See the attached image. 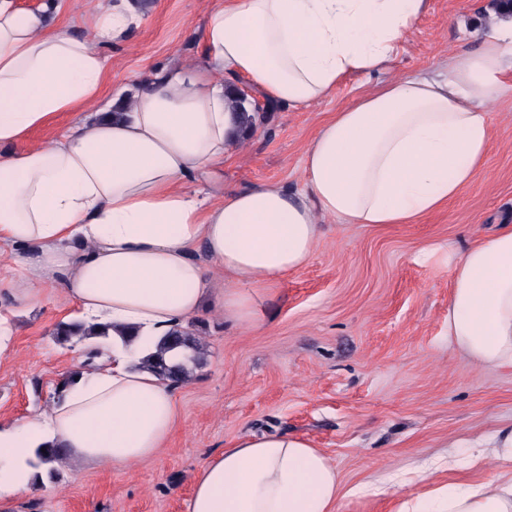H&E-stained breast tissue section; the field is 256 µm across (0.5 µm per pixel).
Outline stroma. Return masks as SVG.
Returning <instances> with one entry per match:
<instances>
[{"instance_id": "35a3bbf8", "label": "stroma", "mask_w": 512, "mask_h": 512, "mask_svg": "<svg viewBox=\"0 0 512 512\" xmlns=\"http://www.w3.org/2000/svg\"><path fill=\"white\" fill-rule=\"evenodd\" d=\"M145 26L106 48L112 61L104 99L165 66L199 61L212 0H142ZM491 0H428L397 55L380 74L357 75L330 98L296 110L273 104L254 133L224 160L231 193L256 184L303 183L306 148L321 125L382 81L441 71L468 49L496 13ZM494 140L484 170L443 210L419 224H339L325 219L308 264L262 296L253 325L213 309L195 320L204 355L175 385L177 423L150 461L122 469L56 464L38 488L0 503V512H185L195 473L247 433L304 437L335 466L338 512H395L399 495L448 482L491 481L479 470L426 473L445 446L467 447L512 428V368H482L449 346L445 254L416 261L427 243L463 248L512 225V96L490 109ZM59 289L22 308L0 299V420L49 408L78 348L53 329L73 319ZM397 475L398 495L354 494Z\"/></svg>"}]
</instances>
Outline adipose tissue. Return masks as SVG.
Masks as SVG:
<instances>
[{
	"label": "adipose tissue",
	"instance_id": "obj_1",
	"mask_svg": "<svg viewBox=\"0 0 512 512\" xmlns=\"http://www.w3.org/2000/svg\"><path fill=\"white\" fill-rule=\"evenodd\" d=\"M63 0L22 8L0 0V289L15 304L60 288L110 336L94 371L75 376L41 413L0 423V500L34 487L37 448L100 468L146 462L176 423L168 382L142 361L196 317L222 283L219 311L254 323L256 303L313 255L324 218L418 224L484 169L488 108L512 95V21L493 22L447 76L381 82L334 112L312 138L302 188L260 184L211 202L189 182L215 184L241 140L228 81H248L296 109L327 99L355 74L382 71L427 0H218L196 63L165 67L115 102L102 99L104 47L147 18L133 0H93L89 36L55 21ZM74 128L17 150L59 113ZM449 345L482 367H512V225L449 250ZM163 353V352H160ZM166 362L182 361L177 351ZM499 461L495 485L445 484L397 512H512V430L428 471ZM335 466L301 437L250 434L197 471L186 512H337Z\"/></svg>",
	"mask_w": 512,
	"mask_h": 512
}]
</instances>
